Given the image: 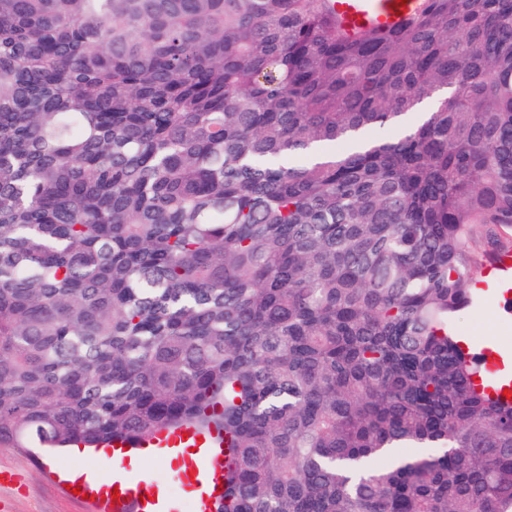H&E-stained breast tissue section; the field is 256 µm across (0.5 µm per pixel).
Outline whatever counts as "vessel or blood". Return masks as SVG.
Segmentation results:
<instances>
[{"label": "vessel or blood", "mask_w": 512, "mask_h": 512, "mask_svg": "<svg viewBox=\"0 0 512 512\" xmlns=\"http://www.w3.org/2000/svg\"><path fill=\"white\" fill-rule=\"evenodd\" d=\"M426 0H336V12L346 32L368 27L384 31L397 28L409 15L423 9ZM147 457L177 461L178 482L187 475L201 482L202 489L193 497L194 512H214L224 499V471L231 451L222 434L180 426L157 432L139 441L120 440L100 446L97 459L103 462L102 480L96 487L97 512H170L165 482L155 474L130 476L131 460ZM119 499H112V492Z\"/></svg>", "instance_id": "obj_1"}]
</instances>
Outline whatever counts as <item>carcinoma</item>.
Here are the masks:
<instances>
[{"instance_id": "1", "label": "carcinoma", "mask_w": 512, "mask_h": 512, "mask_svg": "<svg viewBox=\"0 0 512 512\" xmlns=\"http://www.w3.org/2000/svg\"><path fill=\"white\" fill-rule=\"evenodd\" d=\"M333 3L0 0V443L188 423L218 512H512L454 325L512 231V0ZM336 13L348 33L368 27L389 31L423 9L426 0H335ZM377 2H385L378 4ZM404 3V6H401Z\"/></svg>"}]
</instances>
